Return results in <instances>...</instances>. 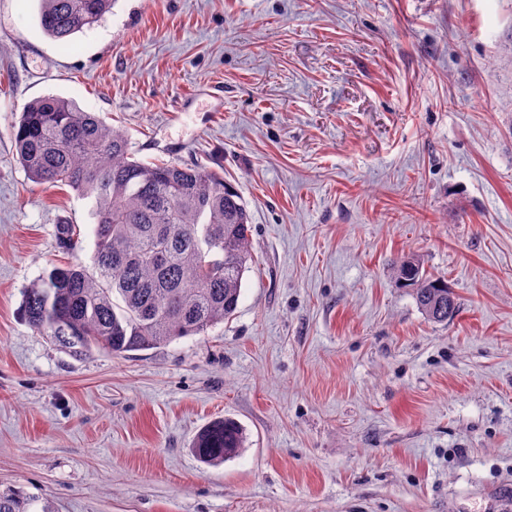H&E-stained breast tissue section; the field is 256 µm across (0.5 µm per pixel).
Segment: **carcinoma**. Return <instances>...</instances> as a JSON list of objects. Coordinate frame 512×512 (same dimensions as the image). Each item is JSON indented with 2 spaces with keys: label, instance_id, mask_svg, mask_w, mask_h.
I'll return each instance as SVG.
<instances>
[{
  "label": "carcinoma",
  "instance_id": "cac0c4a2",
  "mask_svg": "<svg viewBox=\"0 0 512 512\" xmlns=\"http://www.w3.org/2000/svg\"><path fill=\"white\" fill-rule=\"evenodd\" d=\"M39 24L68 42L100 22L114 0H38ZM17 160L38 184H60L95 200L92 264L56 265L27 288L28 324L74 357L100 348L121 356L179 338L204 336L238 308L251 261L249 216L224 175L199 163L134 158L125 133L70 101L47 95L28 103L12 127ZM77 224L56 226L59 247H78ZM396 283L413 290L434 323L457 315L448 285L400 258ZM241 426L216 421L193 451L205 464L237 456ZM18 491L0 492V512H30Z\"/></svg>",
  "mask_w": 512,
  "mask_h": 512
}]
</instances>
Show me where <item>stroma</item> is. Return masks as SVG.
Masks as SVG:
<instances>
[{"label": "stroma", "instance_id": "35a3bbf8", "mask_svg": "<svg viewBox=\"0 0 512 512\" xmlns=\"http://www.w3.org/2000/svg\"><path fill=\"white\" fill-rule=\"evenodd\" d=\"M0 0V491L54 512H497L512 488V0H116L70 45ZM44 95L137 159L222 171L249 213L235 315L70 356L23 293L94 251L95 201L28 179ZM460 302L429 321L393 266ZM221 418L246 442L192 451ZM244 434L241 426L232 419L213 422L202 429L193 444V451L205 464L223 463L237 456L243 448Z\"/></svg>", "mask_w": 512, "mask_h": 512}]
</instances>
